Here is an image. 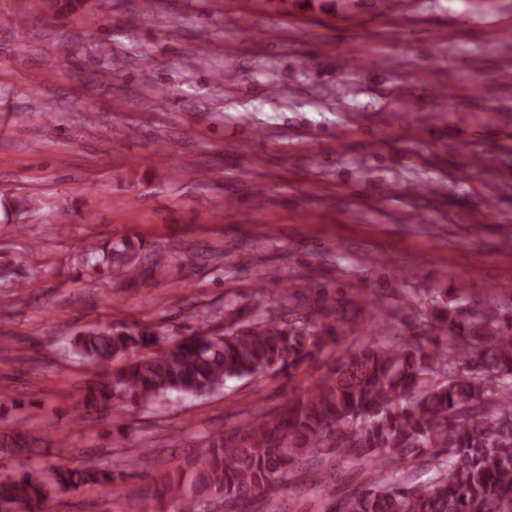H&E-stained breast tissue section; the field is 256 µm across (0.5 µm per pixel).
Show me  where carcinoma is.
<instances>
[{
    "mask_svg": "<svg viewBox=\"0 0 512 512\" xmlns=\"http://www.w3.org/2000/svg\"><path fill=\"white\" fill-rule=\"evenodd\" d=\"M45 3L56 14L85 8V0ZM75 262L128 279L142 267L140 248L126 240H89ZM460 293L425 320L422 333L393 343L361 337V325L345 324L341 308L306 310L298 285L282 289L278 312L257 299L246 318L209 333L171 339L155 324H104L69 340L70 351L95 368L78 406L84 415L139 409L173 394H218L230 379L267 371L291 377L348 330L357 344L325 374L274 416L207 437L160 476L139 512H201L212 498L252 503L288 486L297 465L321 482L340 458L360 461L366 480L332 512H512V316ZM374 318L381 334L396 328L387 307ZM31 447L18 429L0 430V459ZM118 477L124 473L93 463L22 465L0 479V512H50L55 494L110 492Z\"/></svg>",
    "mask_w": 512,
    "mask_h": 512,
    "instance_id": "1",
    "label": "carcinoma"
}]
</instances>
